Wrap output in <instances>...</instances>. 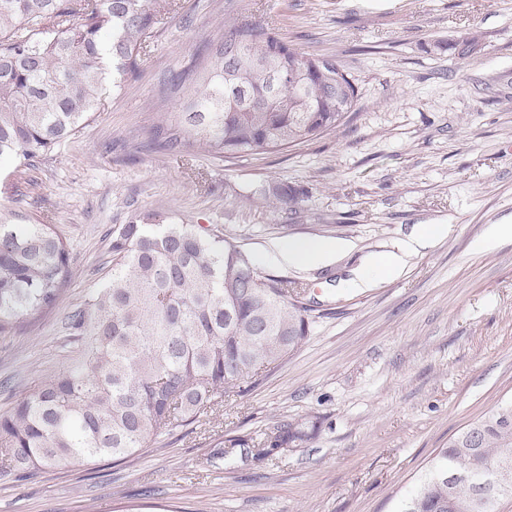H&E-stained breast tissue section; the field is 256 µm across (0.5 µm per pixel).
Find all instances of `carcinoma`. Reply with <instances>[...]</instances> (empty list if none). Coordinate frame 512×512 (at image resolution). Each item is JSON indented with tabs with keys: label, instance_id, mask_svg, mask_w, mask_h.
I'll return each mask as SVG.
<instances>
[{
	"label": "carcinoma",
	"instance_id": "carcinoma-1",
	"mask_svg": "<svg viewBox=\"0 0 512 512\" xmlns=\"http://www.w3.org/2000/svg\"><path fill=\"white\" fill-rule=\"evenodd\" d=\"M169 0H0V167L33 164L79 132L141 65ZM217 62L184 104L183 124L158 129L176 152L198 145L233 156L288 148L336 130L358 94L338 62L283 82L256 65L320 60L269 28L234 17ZM293 212L297 191L265 192ZM112 273L67 316L78 356L0 418V471L21 476L59 465L124 458L169 428L217 412L230 395L306 340L310 309L293 282L263 271L236 238L147 211L112 231ZM74 259L50 224H0V335L55 307ZM317 423L280 425L256 457L305 442ZM248 444L214 445L222 459ZM512 464V402L469 424L433 457L397 512H494L512 497L477 475Z\"/></svg>",
	"mask_w": 512,
	"mask_h": 512
}]
</instances>
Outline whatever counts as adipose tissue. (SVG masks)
Wrapping results in <instances>:
<instances>
[{
    "mask_svg": "<svg viewBox=\"0 0 512 512\" xmlns=\"http://www.w3.org/2000/svg\"><path fill=\"white\" fill-rule=\"evenodd\" d=\"M447 231L448 227L444 224L416 228L399 244L397 250L370 256L361 266L353 269L349 277L341 281V288L363 292L372 288L379 280L399 276L411 258L420 254ZM347 248V243L342 241L295 240L275 245L273 258L280 264L292 267L326 266Z\"/></svg>",
    "mask_w": 512,
    "mask_h": 512,
    "instance_id": "obj_1",
    "label": "adipose tissue"
}]
</instances>
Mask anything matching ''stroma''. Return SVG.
<instances>
[{
  "mask_svg": "<svg viewBox=\"0 0 512 512\" xmlns=\"http://www.w3.org/2000/svg\"><path fill=\"white\" fill-rule=\"evenodd\" d=\"M239 14L300 52L335 57L360 98L313 141L224 157L152 143L211 68L206 47ZM299 193L295 214L271 185ZM173 214L238 238L266 272L306 283L309 335L219 418L158 433L87 466L0 473V512H396L438 449L512 401V0H173L136 76L34 166L0 169V219L54 225L75 269L58 305L0 335V415L77 351L66 316L112 271V230ZM450 231L364 292L339 282L413 227ZM345 241L317 268L273 262V244ZM316 421L314 438L215 466L218 439L256 441ZM266 198L270 199L276 207L289 212H296L298 202L297 191L289 186L276 185L265 191Z\"/></svg>",
  "mask_w": 512,
  "mask_h": 512,
  "instance_id": "1",
  "label": "stroma"
}]
</instances>
